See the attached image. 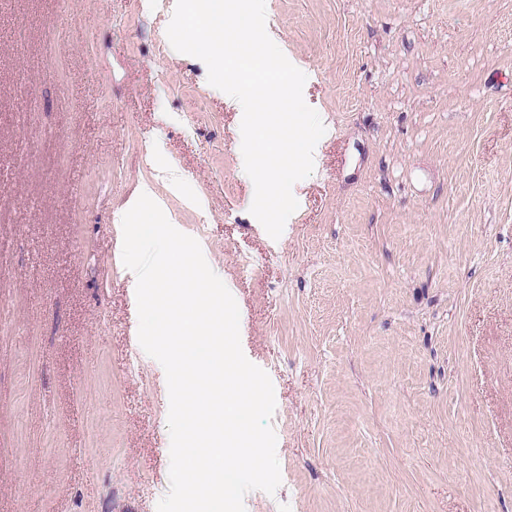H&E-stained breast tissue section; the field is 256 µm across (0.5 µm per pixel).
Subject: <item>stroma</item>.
<instances>
[{
	"label": "stroma",
	"instance_id": "stroma-1",
	"mask_svg": "<svg viewBox=\"0 0 512 512\" xmlns=\"http://www.w3.org/2000/svg\"><path fill=\"white\" fill-rule=\"evenodd\" d=\"M175 5L0 0V512L170 491L117 220L143 182L274 386L246 512H512V0H266L326 128L276 240Z\"/></svg>",
	"mask_w": 512,
	"mask_h": 512
}]
</instances>
